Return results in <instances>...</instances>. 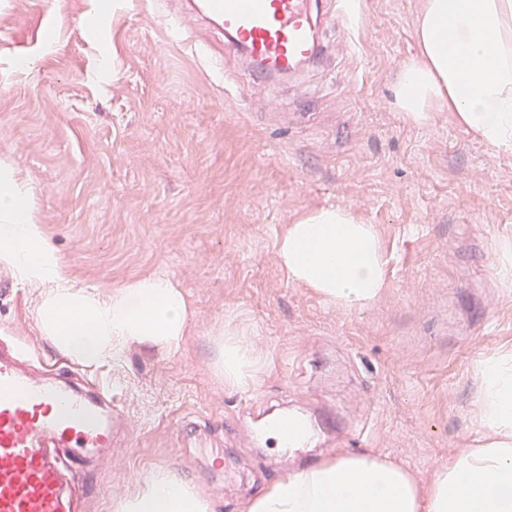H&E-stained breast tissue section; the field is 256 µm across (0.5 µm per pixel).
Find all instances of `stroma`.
<instances>
[{
	"label": "stroma",
	"instance_id": "obj_1",
	"mask_svg": "<svg viewBox=\"0 0 512 512\" xmlns=\"http://www.w3.org/2000/svg\"><path fill=\"white\" fill-rule=\"evenodd\" d=\"M360 2L350 40L320 27L321 58L264 91L182 0H0V155L68 274L107 296L162 272L189 305L177 350L87 365L0 267V343L97 377L132 423L115 459L85 465L82 512H113L159 471L241 512L283 476L261 425L285 411L336 418L307 462L364 416V450L424 481L489 437L480 368L512 357V151L444 108L407 120L394 92L424 0ZM285 112L320 118L291 127ZM329 206L381 240L388 286L366 309L325 302L277 261L288 226ZM230 333L257 354L245 390L217 373Z\"/></svg>",
	"mask_w": 512,
	"mask_h": 512
}]
</instances>
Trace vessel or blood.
Segmentation results:
<instances>
[{"mask_svg": "<svg viewBox=\"0 0 512 512\" xmlns=\"http://www.w3.org/2000/svg\"><path fill=\"white\" fill-rule=\"evenodd\" d=\"M215 22L227 54H244L260 87L316 61L330 21L354 20L349 0H191ZM125 426L111 396L36 376L0 346V512H71L74 463L108 452Z\"/></svg>", "mask_w": 512, "mask_h": 512, "instance_id": "b4317fda", "label": "vessel or blood"}]
</instances>
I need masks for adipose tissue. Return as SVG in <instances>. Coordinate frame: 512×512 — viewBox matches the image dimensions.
Wrapping results in <instances>:
<instances>
[{"instance_id":"ef3b65f1","label":"adipose tissue","mask_w":512,"mask_h":512,"mask_svg":"<svg viewBox=\"0 0 512 512\" xmlns=\"http://www.w3.org/2000/svg\"><path fill=\"white\" fill-rule=\"evenodd\" d=\"M419 57L405 64L395 105L415 122L448 107L461 127L512 150V0H425ZM277 259L289 278L348 308L373 304L386 286V261L373 225L346 208L318 209L290 225ZM0 266L39 289L44 333L77 361L120 359L129 345L177 349L188 333L186 299L169 277L151 274L101 296L76 287L33 211L31 192L0 162ZM256 356L228 340L218 365L229 385L252 378ZM481 418L492 436L419 481L405 466L370 452L326 459L250 497L244 512H512V357L480 370ZM115 512H214L179 477L160 472L119 500Z\"/></svg>"}]
</instances>
